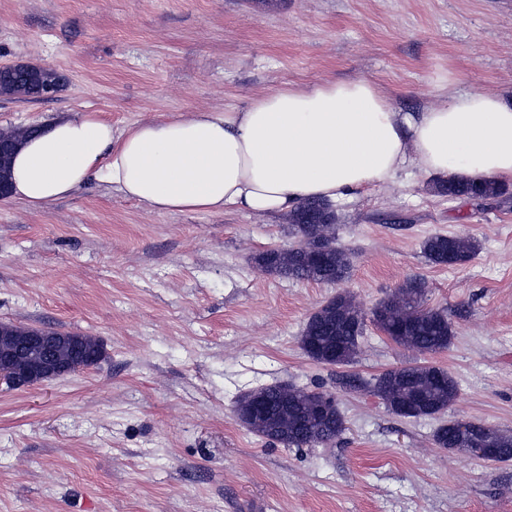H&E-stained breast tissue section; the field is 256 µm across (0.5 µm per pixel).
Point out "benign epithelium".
Wrapping results in <instances>:
<instances>
[{
  "label": "benign epithelium",
  "instance_id": "1",
  "mask_svg": "<svg viewBox=\"0 0 512 512\" xmlns=\"http://www.w3.org/2000/svg\"><path fill=\"white\" fill-rule=\"evenodd\" d=\"M28 128L0 129V168L7 169L19 138ZM84 343L68 341L59 332L17 333L0 338V380L15 389L63 377L78 369L77 352Z\"/></svg>",
  "mask_w": 512,
  "mask_h": 512
}]
</instances>
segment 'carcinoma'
<instances>
[{
  "instance_id": "obj_1",
  "label": "carcinoma",
  "mask_w": 512,
  "mask_h": 512,
  "mask_svg": "<svg viewBox=\"0 0 512 512\" xmlns=\"http://www.w3.org/2000/svg\"><path fill=\"white\" fill-rule=\"evenodd\" d=\"M41 76L37 72L0 73V95L34 98L39 93ZM441 195L450 197L497 199L507 203L504 189L494 181L474 184L449 178L435 185ZM330 208L323 200L311 199L290 216L289 229L301 236V243L279 254L269 248L255 257L258 268L284 279L337 283L348 278L349 254L338 246L317 255L318 241H333L319 223ZM478 251L471 236L435 234L423 243V252L436 265L469 261ZM426 288L422 280H407L397 290L364 312L348 293H339L308 318L299 336L301 349L323 365L336 357V364L347 365L361 350L366 322H371L395 344L420 353H438L448 349L453 338V324L448 311L424 306ZM366 388L378 396L392 413L404 418H435L445 414L458 396V383L446 369L435 365H405L388 369L374 377ZM322 389L285 387L271 383L237 396L233 412L253 433L270 443L287 448L328 444L346 430L339 409L316 415L313 408ZM433 441L440 448L463 452L465 448H495L494 462L512 460V433L483 422L468 423V433L457 434L454 421L440 424Z\"/></svg>"
}]
</instances>
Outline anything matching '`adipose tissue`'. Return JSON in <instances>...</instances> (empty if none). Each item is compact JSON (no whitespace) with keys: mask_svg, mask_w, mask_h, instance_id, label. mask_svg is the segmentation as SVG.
<instances>
[{"mask_svg":"<svg viewBox=\"0 0 512 512\" xmlns=\"http://www.w3.org/2000/svg\"><path fill=\"white\" fill-rule=\"evenodd\" d=\"M512 181V104L482 92L403 112L372 81L286 84L237 112H179L113 133L78 114L23 138L12 201L42 211L90 180L161 214L290 213L349 199L408 167Z\"/></svg>","mask_w":512,"mask_h":512,"instance_id":"1","label":"adipose tissue"}]
</instances>
